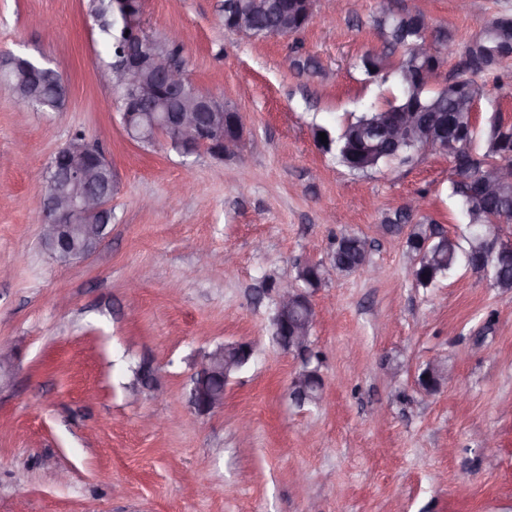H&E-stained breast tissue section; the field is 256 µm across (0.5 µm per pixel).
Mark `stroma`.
I'll list each match as a JSON object with an SVG mask.
<instances>
[{
  "label": "stroma",
  "instance_id": "obj_1",
  "mask_svg": "<svg viewBox=\"0 0 512 512\" xmlns=\"http://www.w3.org/2000/svg\"><path fill=\"white\" fill-rule=\"evenodd\" d=\"M87 4L0 0V56L45 62L69 90L61 111L26 112L0 84V338L14 347L0 387V512H512V291L462 266L427 287L412 274V225L467 233L450 157L429 149L358 174L314 139L400 95L395 71L371 78L359 65L367 53L401 58L376 28L381 11L419 12L444 31L448 76L512 0L464 11L316 0L300 33L259 39L225 29L224 0H144L150 31L183 32L191 82L246 115L240 153L221 160L128 139L98 80ZM298 56L314 69H295ZM474 78L481 154L493 115L512 124V57ZM78 133L102 148L118 189L104 245L62 264L30 220L45 190L32 173ZM415 198L421 209L400 219ZM349 233L369 240L370 267L339 273L329 255ZM225 252L233 265L197 275L202 254ZM306 262L325 267L311 292L318 408L292 403L302 365L270 339L267 288ZM238 341L252 343L251 362L223 408L196 414L197 363ZM145 360L163 398L126 389ZM435 360L455 380L428 391L418 378Z\"/></svg>",
  "mask_w": 512,
  "mask_h": 512
}]
</instances>
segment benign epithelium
<instances>
[{
    "label": "benign epithelium",
    "mask_w": 512,
    "mask_h": 512,
    "mask_svg": "<svg viewBox=\"0 0 512 512\" xmlns=\"http://www.w3.org/2000/svg\"><path fill=\"white\" fill-rule=\"evenodd\" d=\"M501 39L497 47L486 58L489 66L499 59L512 55V19L499 18ZM149 42V34L143 28L137 38L126 42L118 51V62L112 70H102L101 80L111 86L119 83L126 91V110L122 113V125L127 136L140 143H153L164 138L169 144L181 148L188 156L207 152L222 158L224 154L239 149L245 132V117L241 110L224 108L228 112L221 118L215 112L216 100L199 92L186 95L184 90L188 77L179 64L156 55L153 66L162 77L160 84L145 88L138 80ZM434 40L428 34L413 44L415 65L420 77L431 84L437 80L440 71L428 68L427 60L434 52ZM479 97L471 100L460 99L449 112L434 111L428 117L420 110L412 109L397 117L384 109L377 110V116L363 134L364 156L370 161L377 158L387 145H403L415 151L431 149L446 151L453 157L454 174L461 177L469 165L465 152L458 147L459 138L466 129L475 127V112ZM56 154L71 159L70 166L60 175L59 180L76 187L70 192L57 188L45 191L34 222L41 225V244L49 245L51 251L67 255L68 260L86 259L95 254L108 237L107 225L103 220L112 215V200L109 197L90 193L88 187L98 178L102 167L108 164L105 155L97 145L87 139L71 137L60 146ZM512 181V169L502 166L492 176L477 185L470 192L467 208L482 210L484 202L495 198L502 185ZM475 230L483 235L491 249L502 245L500 233L494 224H479ZM277 311L279 314L301 310L309 325L316 321L315 309L307 292L295 282H285L276 289ZM306 329L290 326V330L277 337V344L284 352L293 355L307 366L310 353L305 346L308 337ZM10 346L0 342V384L10 379ZM142 370L135 391L145 390L159 393L158 380L153 366L148 361L140 364ZM233 366L224 364L223 349L201 359L193 377L190 403L195 412L205 415L216 408L224 407V390L209 389L204 382L210 378L229 377ZM317 392L324 397V385L315 369L305 371L290 386L289 396L298 405Z\"/></svg>",
    "instance_id": "1"
}]
</instances>
